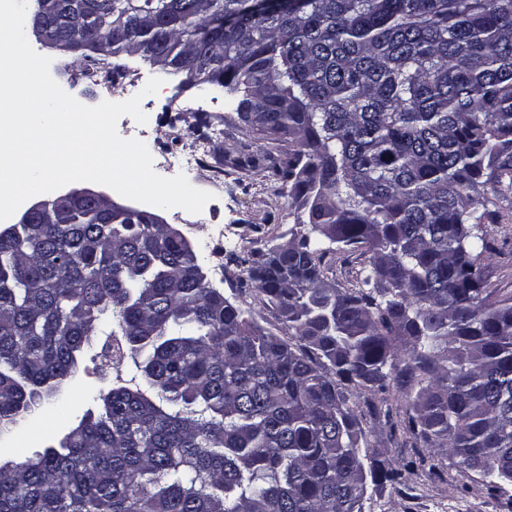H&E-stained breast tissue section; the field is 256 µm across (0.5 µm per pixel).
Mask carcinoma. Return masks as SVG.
Here are the masks:
<instances>
[{"label":"carcinoma","mask_w":512,"mask_h":512,"mask_svg":"<svg viewBox=\"0 0 512 512\" xmlns=\"http://www.w3.org/2000/svg\"><path fill=\"white\" fill-rule=\"evenodd\" d=\"M31 2L87 62L138 53L241 94L243 130L273 149L230 165L306 217L277 255L228 257L286 340L138 210L1 230L0 438L62 405L109 321L99 355L142 382L0 461V512H363L366 473L399 485L444 456L512 483V297L484 288L478 212L512 181V0H61L49 18ZM340 249L368 256L355 284L329 277ZM392 389L396 416L372 400ZM367 414L422 451L376 464Z\"/></svg>","instance_id":"carcinoma-1"}]
</instances>
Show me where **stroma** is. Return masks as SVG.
Here are the masks:
<instances>
[{
    "instance_id": "obj_1",
    "label": "stroma",
    "mask_w": 512,
    "mask_h": 512,
    "mask_svg": "<svg viewBox=\"0 0 512 512\" xmlns=\"http://www.w3.org/2000/svg\"><path fill=\"white\" fill-rule=\"evenodd\" d=\"M40 55L52 58L50 72L54 80L70 95L87 106L105 101L101 82L89 79L90 65L80 57L52 52L33 43ZM119 75L127 85L129 95H141V109L147 116L138 124L131 116L119 118L116 129L120 137L138 139L147 148L191 150L203 142L195 113L222 117L228 115L235 96L221 87L200 90L185 74H161L137 55L116 57ZM153 77L164 83L156 94L143 95L142 90ZM189 111L186 121L171 124L172 110ZM185 175L196 188L214 191L216 198L209 202L203 216L196 217L181 208L159 210V217L177 228L192 248L203 258V272L210 288L224 293L232 303L245 309L261 327L278 336L287 331L275 311L252 292H241L233 272L216 268L224 252L248 248L256 240L253 227L267 222L270 213L288 210L286 197L273 193L263 178L252 169L233 170L225 177L222 189H214L207 168L194 167ZM491 222L486 230L492 248L483 261L485 285L497 297L512 296V189L492 194ZM268 223V222H267ZM138 371L132 361H125L121 374L102 365L95 351L83 354L78 378L69 390L63 410L51 409L33 420L23 422L29 432V443L8 448L0 445L1 458L21 459L45 448L57 446L66 433L86 411L98 408L97 397L107 392L117 379H131ZM365 437L378 458L387 463L412 454L413 441L405 436H389L378 421L366 418L362 422ZM363 512H512V495L491 493L476 473L454 465H444L440 476L417 472L407 476L402 484L368 483Z\"/></svg>"
}]
</instances>
